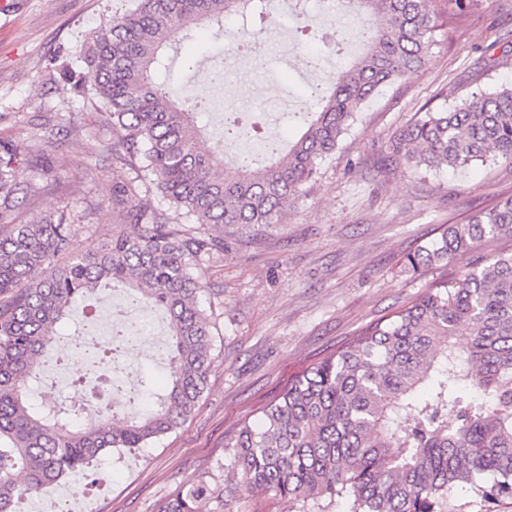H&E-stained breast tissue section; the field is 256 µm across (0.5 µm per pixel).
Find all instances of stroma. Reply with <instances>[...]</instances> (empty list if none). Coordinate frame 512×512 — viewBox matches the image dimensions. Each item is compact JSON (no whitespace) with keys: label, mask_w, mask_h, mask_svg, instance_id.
I'll return each instance as SVG.
<instances>
[{"label":"stroma","mask_w":512,"mask_h":512,"mask_svg":"<svg viewBox=\"0 0 512 512\" xmlns=\"http://www.w3.org/2000/svg\"><path fill=\"white\" fill-rule=\"evenodd\" d=\"M128 0H0V138H27L39 124H54L56 141L43 148L38 166L20 173L36 184L16 212L0 217L14 224L66 197L90 203L74 227L75 249L121 231L112 208L110 127L63 86L49 61L60 49L76 51L108 15ZM478 23L445 25L423 68L410 79L384 86L368 100L341 138L335 155L305 183L276 222L259 228L224 229V250L201 264L207 288L201 305L212 322L214 365L192 414L175 432L149 447L110 453L102 468L110 479L89 490L85 512H157L169 494L200 474L218 484L231 479L234 461L225 442L245 421L259 423L263 409L290 380L346 343L362 328L416 298L439 278V268L412 272L407 254L439 237L448 224L512 195V164H475L462 170L425 173L387 161L390 140L413 123L439 91L449 102L512 84V57L488 69L478 49L495 37L512 39V0H473ZM237 18L196 28L169 55L172 70L190 94L215 93L223 74L233 108L259 110L280 102L267 128L280 144L295 134L288 116L313 112L308 88L328 83L356 59L362 47L348 41L308 68L294 43L288 16L271 19L258 39L255 67L238 68L225 51L226 32ZM196 60L195 68L182 66ZM264 96H257V88ZM83 108L82 126L68 123ZM211 512H295L272 492L238 491L212 503Z\"/></svg>","instance_id":"stroma-1"}]
</instances>
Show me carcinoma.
Here are the masks:
<instances>
[{"mask_svg": "<svg viewBox=\"0 0 512 512\" xmlns=\"http://www.w3.org/2000/svg\"><path fill=\"white\" fill-rule=\"evenodd\" d=\"M130 2L83 45V78L71 81L68 55L58 69L112 127V208L133 231L76 252L72 228L82 213L73 201L0 224V512H13L47 484L93 475V463L114 448H146L184 423L213 365L198 301L205 286L195 270L224 249V237L199 227L274 223L336 153L361 105L422 68L442 20L472 16L471 0H349L364 52L332 87H311L319 110L293 115L299 137L284 151L269 144L268 163L257 167L250 156L226 162L201 151L205 104L172 93L156 74L192 29L228 15L242 20L233 51L248 45V27L265 23L271 0ZM511 52L498 38L483 47L482 61ZM422 112L388 146L405 165L464 169L490 157L512 164V86ZM224 129L257 140L264 121L229 112ZM33 156L29 142L0 139L1 214L18 208L16 175ZM148 183L194 224L142 202ZM487 236L512 239V196L448 225L407 255V266L446 267ZM115 283L127 288L128 301L168 319L161 347L168 384L159 388L143 375L136 401L119 403L121 385L110 371L119 343L106 346L102 372L76 380L97 405L94 421L79 425L74 404L34 400L33 382L41 381L47 347L72 340L60 326L75 303ZM225 448L237 465L231 484L201 475L158 512H205L240 487L319 512L338 499L350 512H448L459 489L487 508L512 495V253L479 257L464 274L429 282L293 379L261 423L243 424Z\"/></svg>", "mask_w": 512, "mask_h": 512, "instance_id": "carcinoma-1", "label": "carcinoma"}]
</instances>
